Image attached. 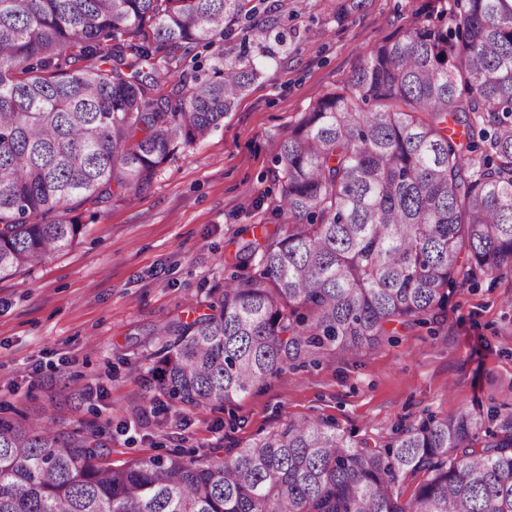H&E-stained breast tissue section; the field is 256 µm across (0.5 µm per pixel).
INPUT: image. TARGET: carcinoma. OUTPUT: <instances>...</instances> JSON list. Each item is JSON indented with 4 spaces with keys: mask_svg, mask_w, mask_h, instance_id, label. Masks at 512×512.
I'll return each mask as SVG.
<instances>
[{
    "mask_svg": "<svg viewBox=\"0 0 512 512\" xmlns=\"http://www.w3.org/2000/svg\"><path fill=\"white\" fill-rule=\"evenodd\" d=\"M250 2L0 0L1 275L73 246L81 210L136 199L221 125L253 61L158 88L176 51L250 20ZM453 2L280 139L287 227L236 254L259 276L213 289L138 366L169 400L244 397L290 361L426 322L460 276L512 274V0ZM102 455L53 417H0V512H512V414L498 433L462 412L370 442L301 418L204 460Z\"/></svg>",
    "mask_w": 512,
    "mask_h": 512,
    "instance_id": "obj_1",
    "label": "carcinoma"
}]
</instances>
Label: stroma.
I'll return each instance as SVG.
<instances>
[{
	"label": "stroma",
	"instance_id": "stroma-1",
	"mask_svg": "<svg viewBox=\"0 0 512 512\" xmlns=\"http://www.w3.org/2000/svg\"><path fill=\"white\" fill-rule=\"evenodd\" d=\"M255 23L198 48L202 73L249 55L262 74L204 141L179 147L137 199L103 207L78 242L0 276V415L54 412L97 433L104 462L202 455L288 419L322 418L355 439L472 413L497 430L512 412V275L458 280L437 318L378 347L288 365L245 397L175 410L137 365L160 329L236 273L238 242L287 224L277 214L278 142L312 103L345 87L363 56L452 0H267Z\"/></svg>",
	"mask_w": 512,
	"mask_h": 512
}]
</instances>
